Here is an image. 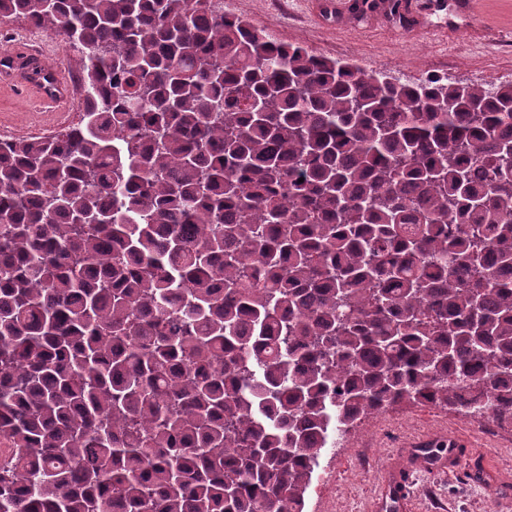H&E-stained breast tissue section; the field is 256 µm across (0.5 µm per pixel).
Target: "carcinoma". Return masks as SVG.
I'll use <instances>...</instances> for the list:
<instances>
[{
    "label": "carcinoma",
    "mask_w": 512,
    "mask_h": 512,
    "mask_svg": "<svg viewBox=\"0 0 512 512\" xmlns=\"http://www.w3.org/2000/svg\"><path fill=\"white\" fill-rule=\"evenodd\" d=\"M13 18L85 107L0 142V512H304L359 420L512 421V81L367 72L224 0Z\"/></svg>",
    "instance_id": "obj_1"
}]
</instances>
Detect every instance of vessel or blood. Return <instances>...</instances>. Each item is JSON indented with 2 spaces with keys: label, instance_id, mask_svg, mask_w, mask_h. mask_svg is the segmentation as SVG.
I'll return each instance as SVG.
<instances>
[{
  "label": "vessel or blood",
  "instance_id": "1",
  "mask_svg": "<svg viewBox=\"0 0 512 512\" xmlns=\"http://www.w3.org/2000/svg\"><path fill=\"white\" fill-rule=\"evenodd\" d=\"M399 14L408 30L422 28L428 9H440L439 0L426 4L425 0H400ZM0 77L11 80L17 96H35L48 109L55 111L71 94L61 63L51 43L41 42L24 51L22 57L0 64ZM437 438L433 435L410 437L402 453V462L385 468L379 476L380 496L377 512H409L414 501L411 487L421 472L456 471L468 457L462 441L448 443V454L436 457L431 446Z\"/></svg>",
  "mask_w": 512,
  "mask_h": 512
}]
</instances>
